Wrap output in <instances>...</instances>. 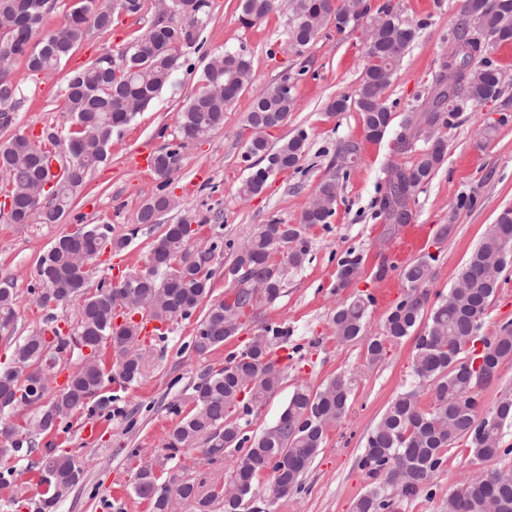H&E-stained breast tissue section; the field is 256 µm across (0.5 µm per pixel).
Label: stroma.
Segmentation results:
<instances>
[{"label": "stroma", "mask_w": 512, "mask_h": 512, "mask_svg": "<svg viewBox=\"0 0 512 512\" xmlns=\"http://www.w3.org/2000/svg\"><path fill=\"white\" fill-rule=\"evenodd\" d=\"M370 2L375 7L393 6L403 19L424 24L386 92L393 121L382 140H365L355 111L333 117L327 114L328 103L354 95L363 76L368 62L363 22L351 23L341 33L328 29L299 55L287 44V9L245 28L238 21L240 0H208L198 43L184 50L189 69L177 71L172 83L147 109L113 134L107 162L89 172L85 187L67 207L61 223L14 224L7 215H0V283L12 284L21 299L14 334L0 335V364H4L16 339L43 327L48 316L75 327L78 303L53 308L38 304L35 289L40 258L56 237L83 224L110 225L117 236L135 227L136 211L160 183L155 172L142 165L141 157L175 142L179 113L213 56L246 47L253 61L251 84L225 112L221 128L182 149L180 167L170 186L176 208L164 215L161 223L139 228L128 249L92 265L90 287L144 268L164 225L189 212L199 219L194 226V249L207 251L218 239L226 244L211 262V298L223 300L236 287L226 269L245 236L272 218L285 224L299 223L316 186L335 160L339 144L349 139L362 143L358 163L341 183L334 215L328 223L306 229L307 259L301 268L289 270L276 300H258L243 314L239 332L204 355L190 346L205 314L201 308L171 326L165 341L143 337L144 377L138 384H107L103 394L112 403L106 411L93 415L88 409L78 410L68 426L40 437V446L68 451L82 463L77 486L60 500L56 512H152L149 501L131 493L134 475L144 465L163 474L174 469L183 479L195 482H213L223 476L228 467L225 460L201 463L192 453L171 455L165 443L177 418L169 407L176 403L182 410H190L192 387L200 377L223 368L229 355L241 352L267 325L288 330V343L277 352L282 380L250 416L248 435L260 434L273 425L297 388L314 391L338 375L352 380L346 414L326 429L324 444L304 474L300 489L270 504L269 512H354L370 483L360 466L366 439L386 408L401 393L414 389L420 408L431 409L430 387L418 384L411 371L416 337L423 334V327L387 343L382 359L375 363L367 359V339L381 335L388 312L400 300L404 266L433 255L430 292L447 295L485 230L503 207L512 206V121L499 122L504 115L512 118V44L497 45L490 53L504 75L500 97L461 113L456 125L443 135L444 161L417 190L410 220L391 224L378 208L387 171L391 165H408L415 158L411 152H396L394 143L405 117L421 104L433 84L460 2ZM154 20L155 8L150 5L140 16L121 17L109 33L90 32L67 63L51 73L33 72L25 58H18L10 77L19 87L21 104L11 125L0 127V145L18 132L39 141L47 133L67 128L64 93L69 73L116 53ZM287 70L300 73L294 90L296 107L284 126L271 131L269 139L276 143L297 131H307V153L298 169L271 178L263 194L242 199L239 187L248 171L241 155L253 135L244 122L245 114L254 96ZM444 225L450 231L441 239L437 231ZM349 252L362 259L351 290L371 295L374 302L367 310L362 338L342 343L334 335L332 319L338 298V262ZM447 456L429 488L410 498L393 494L389 512H442L443 501L469 482L475 467L465 442L453 445Z\"/></svg>", "instance_id": "35a3bbf8"}]
</instances>
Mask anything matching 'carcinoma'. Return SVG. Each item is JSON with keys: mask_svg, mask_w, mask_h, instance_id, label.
<instances>
[{"mask_svg": "<svg viewBox=\"0 0 512 512\" xmlns=\"http://www.w3.org/2000/svg\"><path fill=\"white\" fill-rule=\"evenodd\" d=\"M146 0H108L100 11L88 15V0H71L66 20L42 35L35 46L32 38L40 33L49 0H0V45L15 47V57H24L32 71L57 69L74 48L94 29L101 34L112 30L121 16H134L144 10ZM279 0H242L239 22L250 27L277 10ZM459 16L450 43L461 52V71L455 85H448L446 66H441L433 86L418 108L407 115L398 134L395 149L406 153L422 137L426 124L433 135L443 136L461 112L495 99L501 93L503 74L488 60L491 48L512 42V0H460ZM170 14L153 22L143 34L130 40L120 53L122 68L115 75L112 61L98 59L76 70L67 78L65 108L73 119L64 134L51 133L47 145L36 146L21 135L12 137L0 150V170L5 172L12 198L13 222L40 224L61 222L70 200L82 189L90 169L106 162L112 135L145 110L166 88L173 75L185 64L182 49L193 46L203 23L204 0H169ZM288 43L301 55L327 27L344 31L354 20L369 17L366 25L369 64L352 97L340 96L328 105L331 115L355 110L365 138H383L393 121L386 90L423 23L413 24L385 5L370 14L362 0H288ZM13 59L0 70V103L11 108L19 104V88L10 78ZM253 74L252 59L245 47L211 59L199 75L200 86L179 114L178 139L206 137L224 125V112L244 93ZM296 75L282 73L253 99L245 115L253 136L242 153L250 170L239 191L248 199L261 194L271 177L298 165L308 146V133L300 130L273 146L267 138L272 128H280L294 111ZM181 144H170L153 156V169L162 179L160 192L139 208L135 223L157 224L174 208L168 193L171 176L179 169ZM362 143L343 142L336 159L340 164L324 178L314 192V203L307 207L298 224L271 220L259 225L235 252L228 275L238 285L237 304L253 305L252 289L260 285L264 299L279 297L286 271L305 263L309 242L305 227L326 224L335 213L340 178L347 177V166L358 161ZM55 151L70 162L56 177L52 195L39 192V180L49 178L41 169L39 156ZM445 144L427 143L409 165L390 167L380 211L391 224H405L411 217L416 190L428 181L442 164ZM192 219L184 217L167 224L153 244L147 267L126 273L119 284H101L89 291V270L83 255L94 253L101 239L112 243V250L129 247L137 230L122 236L111 235L105 224H84L73 233L56 238L41 258L38 294L42 306H64L79 302V319L74 333L66 336L51 328L54 339H45L41 328L16 342L9 364L0 367V401L17 398L23 407L36 409L34 422L20 430L0 420V456L25 457L31 453L36 436L59 429L74 411L89 408L94 413L109 408L111 400L101 395L105 382L119 379L133 385L143 376L140 352L142 324L128 320L117 326L114 313L120 304H151L150 317L165 325L189 318L211 293L213 270L208 263L219 244L202 253L190 243ZM283 255L279 263L273 261ZM512 260V207L503 208L496 222L489 225L481 241L458 273L455 287L430 310L424 334L417 338L412 358V374L431 386L434 405L419 408L417 391L400 394L369 433L361 467L374 479L367 493L356 503L355 512H387L389 491L413 497L425 489L434 474L447 461L455 442H469L474 459L489 461L512 453L503 447V430L512 425V396L502 397L497 406L481 409L479 390L499 378L502 366L512 362V322L499 326L493 336L482 334L484 317L499 287L500 274ZM361 259L346 254L339 262L338 288L351 285ZM431 263L426 258L407 264L401 271L404 293L391 308L384 322V335L367 340V357L379 361L384 342L398 341L417 326L429 301ZM371 296L352 294L342 298L333 316L336 340L344 343L361 337ZM224 302L211 303L192 337V348L204 355L234 336L239 327L231 324ZM17 298L12 288L0 285V334L14 331ZM288 330L267 325L250 340L244 350L230 355L224 368L206 374L193 387L192 410L171 411L180 419L168 435L166 448L177 454L195 450L200 460L214 462L226 453L236 452L224 486L233 494L224 497V512H242L258 474L269 473L270 495L281 499L298 490L302 477L317 456L328 425L346 414L350 384L342 376L329 380L320 390L301 388L288 402L278 421L260 435L250 437L241 420L252 415L281 381L279 360L273 349L286 343ZM111 343L117 357L110 370L100 359L88 360L83 348H100ZM483 352H478L476 344ZM78 354L80 364L68 374L66 384L52 393L49 375L60 366L61 356ZM484 359L481 376L472 374L475 361ZM93 406H88L89 402ZM42 481L55 491L44 500L40 512H53L59 498L77 485L82 472L74 456L48 450L41 459ZM211 487L204 496L195 483L171 475L156 479L144 469L133 485L139 499L148 500L153 512H175L179 502L192 500L199 512H209L219 500ZM0 508L9 510L23 500L22 484L13 473L0 474ZM443 512H512V468L488 469L477 475L460 495L453 493L443 504Z\"/></svg>", "mask_w": 512, "mask_h": 512, "instance_id": "carcinoma-1", "label": "carcinoma"}]
</instances>
